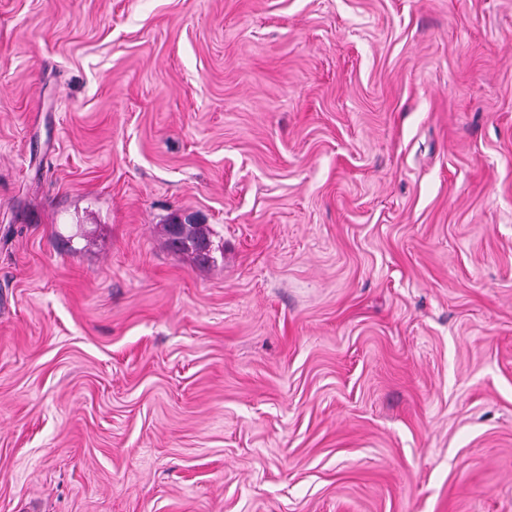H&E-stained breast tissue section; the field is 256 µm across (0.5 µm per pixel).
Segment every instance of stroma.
<instances>
[{"instance_id": "1", "label": "stroma", "mask_w": 512, "mask_h": 512, "mask_svg": "<svg viewBox=\"0 0 512 512\" xmlns=\"http://www.w3.org/2000/svg\"><path fill=\"white\" fill-rule=\"evenodd\" d=\"M0 512H512V0H0ZM170 224L164 225L168 246L178 252L191 251L196 262L200 265L209 264L212 256L202 255V245L211 244L209 230L204 224H181L180 238L175 239L169 230Z\"/></svg>"}]
</instances>
